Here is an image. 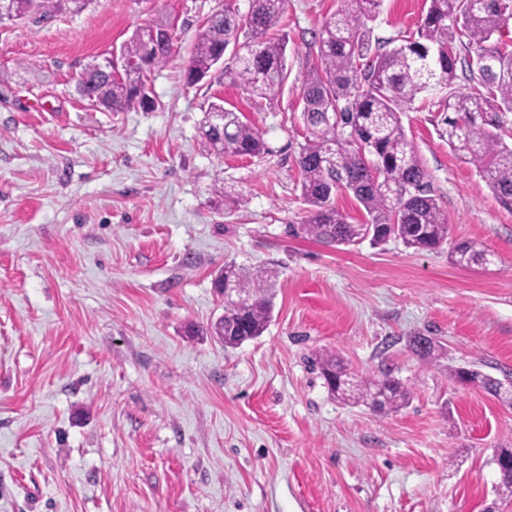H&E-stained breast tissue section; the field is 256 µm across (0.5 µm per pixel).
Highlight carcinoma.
Masks as SVG:
<instances>
[{"label":"carcinoma","instance_id":"carcinoma-1","mask_svg":"<svg viewBox=\"0 0 512 512\" xmlns=\"http://www.w3.org/2000/svg\"><path fill=\"white\" fill-rule=\"evenodd\" d=\"M285 0H249L240 17L230 7L211 15L199 30L187 67V81L207 77L217 58L238 34L236 66L223 71L231 82L259 98L273 100L285 81V41L269 31L279 22ZM381 0H341L340 9L325 19L318 39L319 63L302 79V116L311 135L297 164L302 195L311 212L300 233L328 246L352 244L371 237L375 244L397 238L409 248L433 250L448 241V217L431 194L426 170L406 138L401 114L415 99L442 93L435 115L438 134L464 162L474 166L506 206L512 207V146L503 134L504 115L512 112V40L504 39L506 19L502 0H429L416 31L389 50L372 46V27ZM465 55L456 52V36ZM148 32L135 35L123 55L135 68L144 60ZM148 70L166 64L170 44H153ZM476 85L468 92L455 88L457 65ZM82 84L96 106L110 112L146 110L150 98L129 76L113 79L82 75ZM209 111L224 113V133L210 131L204 138L221 154L258 156L265 144L241 116L211 103ZM346 189L369 220L353 224L333 204L337 191ZM451 261L464 268H485L493 254L472 241L457 242ZM224 281L240 289L246 300L224 304V316L211 330L226 347L262 336L272 302L267 279L234 265L224 266ZM410 349L433 363L441 355L432 336H412ZM332 394L345 403L366 405L385 414L409 403L406 383L388 368L368 378L347 373L334 354L315 361ZM457 379L512 405V381H502L478 368H459ZM499 493L512 496V448L496 452Z\"/></svg>","mask_w":512,"mask_h":512}]
</instances>
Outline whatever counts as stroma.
Wrapping results in <instances>:
<instances>
[{
    "label": "stroma",
    "instance_id": "35a3bbf8",
    "mask_svg": "<svg viewBox=\"0 0 512 512\" xmlns=\"http://www.w3.org/2000/svg\"><path fill=\"white\" fill-rule=\"evenodd\" d=\"M225 6L244 15L249 0H59L0 22V512H512L494 462L512 407L452 374L512 376V209L417 103L402 125L447 243L295 235L310 213L301 82L339 0H286L288 78L271 101L216 73L186 79ZM427 8L383 0L374 38L401 44ZM158 22L176 52L148 77L151 110L77 93L85 67ZM214 102L243 113L263 154L213 151ZM460 240L494 264H452ZM227 264L275 291L263 335L235 348L209 333ZM417 334L441 342L438 362L410 351ZM325 353L362 377L391 368L410 403L342 404L314 365Z\"/></svg>",
    "mask_w": 512,
    "mask_h": 512
}]
</instances>
